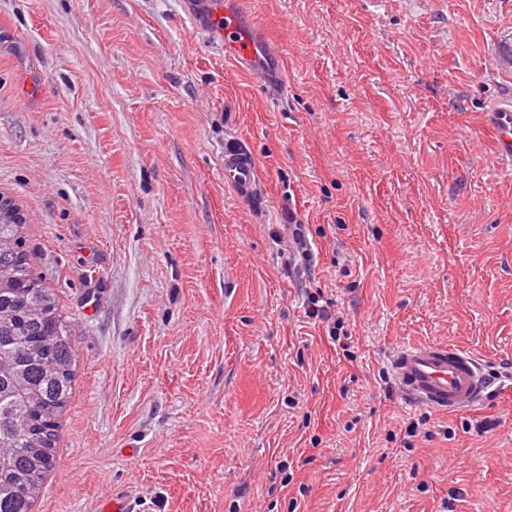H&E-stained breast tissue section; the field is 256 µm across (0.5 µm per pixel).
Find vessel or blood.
<instances>
[{
    "label": "vessel or blood",
    "mask_w": 512,
    "mask_h": 512,
    "mask_svg": "<svg viewBox=\"0 0 512 512\" xmlns=\"http://www.w3.org/2000/svg\"><path fill=\"white\" fill-rule=\"evenodd\" d=\"M195 33L215 38L236 67L257 74L271 88L283 82V55L261 28L244 19L239 0L212 4L209 22H196ZM494 134L495 156L500 164L512 163V101L493 103L484 116ZM224 181L241 193H251L257 183V167L246 152L224 151ZM391 372L404 395L413 403L439 412L476 409L493 391V380L476 357L456 347L406 344L389 361Z\"/></svg>",
    "instance_id": "b4317fda"
}]
</instances>
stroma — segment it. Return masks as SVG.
<instances>
[{
  "label": "stroma",
  "instance_id": "stroma-1",
  "mask_svg": "<svg viewBox=\"0 0 512 512\" xmlns=\"http://www.w3.org/2000/svg\"><path fill=\"white\" fill-rule=\"evenodd\" d=\"M242 6L281 94L180 0H0V192L77 354L34 512H512V397L441 413L389 367L441 343L512 373V166L483 123L512 0ZM257 167L250 154L234 147L224 150V183L249 194L257 183Z\"/></svg>",
  "mask_w": 512,
  "mask_h": 512
}]
</instances>
